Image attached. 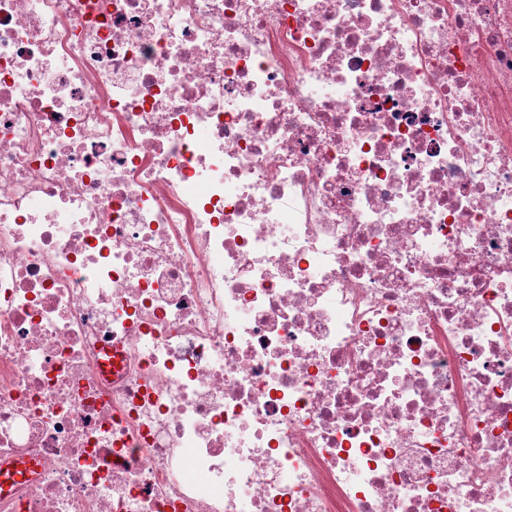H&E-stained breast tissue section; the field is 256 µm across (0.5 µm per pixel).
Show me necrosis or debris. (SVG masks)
I'll return each instance as SVG.
<instances>
[{"label":"necrosis or debris","mask_w":512,"mask_h":512,"mask_svg":"<svg viewBox=\"0 0 512 512\" xmlns=\"http://www.w3.org/2000/svg\"><path fill=\"white\" fill-rule=\"evenodd\" d=\"M0 512H512V0H0Z\"/></svg>","instance_id":"4bbe7bcc"}]
</instances>
